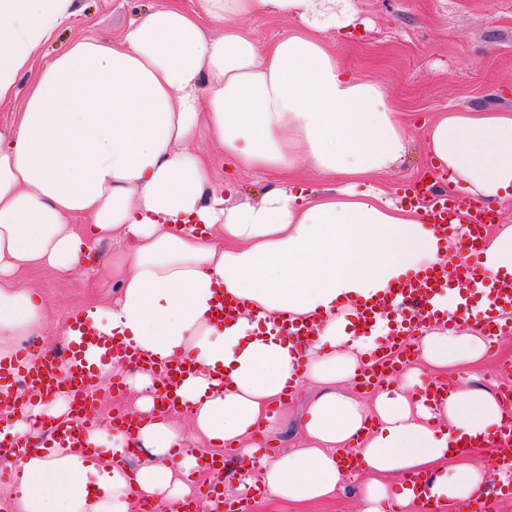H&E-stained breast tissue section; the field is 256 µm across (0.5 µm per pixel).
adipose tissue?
Returning a JSON list of instances; mask_svg holds the SVG:
<instances>
[{"mask_svg": "<svg viewBox=\"0 0 512 512\" xmlns=\"http://www.w3.org/2000/svg\"><path fill=\"white\" fill-rule=\"evenodd\" d=\"M74 0H0V102L21 74L35 77L20 122L0 128V357L22 336H41L43 297L17 283L25 267L62 276L87 271L94 243L121 236L112 257L119 294L87 309L99 335L132 338L144 362L127 377L136 434L91 423L82 448L40 446L17 458L10 512H133L153 499L180 512L199 477L185 427L208 446L252 453L250 437L275 430L287 383L315 386L301 420V448L264 457L239 492L311 503L335 497L357 460L361 512H419L404 477L426 473L430 500L460 506L481 496L484 464L455 452L467 436L490 443L504 419L498 397L456 386L420 395L423 370L443 376L481 359L485 329L434 324L416 347L422 367L388 381L371 401L345 394L374 364L384 330L358 335V302L407 273L462 260L458 240L438 237L426 209L371 184L402 157L407 124L386 88L345 71L328 33L354 26V0H195L161 5L110 42L87 35L41 68L34 54L73 15ZM274 13L298 29L259 46L240 17ZM223 24L208 37L206 22ZM206 129L242 170L281 174L256 203H231L191 143ZM449 185L477 201L512 198V109L451 110L425 133ZM310 166L341 187L319 193L290 180ZM490 277L512 276V224L485 239ZM246 305L235 320L211 317L218 294ZM316 320L310 341L282 335L281 317ZM198 366L178 400L155 399L157 365ZM223 380H215L214 371ZM66 390L7 410L23 437L66 419ZM150 457L129 465L132 444Z\"/></svg>", "mask_w": 512, "mask_h": 512, "instance_id": "ef3b65f1", "label": "adipose tissue"}]
</instances>
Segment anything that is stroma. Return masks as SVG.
Masks as SVG:
<instances>
[{"label":"stroma","mask_w":512,"mask_h":512,"mask_svg":"<svg viewBox=\"0 0 512 512\" xmlns=\"http://www.w3.org/2000/svg\"><path fill=\"white\" fill-rule=\"evenodd\" d=\"M165 0H75L72 23L62 28L34 55L43 66L66 51L78 37L93 35L120 40L131 20ZM358 23L331 42L344 69L381 83L408 116L407 151L397 166L377 175V183L397 195L408 184L433 178L425 149V130L451 109L512 108V0H355ZM194 147L207 158L217 188L232 191L234 201L260 200L272 184L269 173L235 169L212 141L200 132ZM117 248L107 240L92 251L90 274L58 276L47 268L22 273L48 303L49 317L111 301L118 290L106 262ZM477 384L499 390L512 382V335L500 337L478 366H462ZM308 394L289 398L290 417L275 434L265 436L266 451L298 449L297 425ZM357 477L344 482L338 498L306 506L270 504L244 512H358Z\"/></svg>","instance_id":"35a3bbf8"}]
</instances>
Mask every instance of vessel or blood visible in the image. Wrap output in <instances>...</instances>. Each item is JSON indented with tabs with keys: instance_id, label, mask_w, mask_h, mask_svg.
<instances>
[{
	"instance_id": "vessel-or-blood-1",
	"label": "vessel or blood",
	"mask_w": 512,
	"mask_h": 512,
	"mask_svg": "<svg viewBox=\"0 0 512 512\" xmlns=\"http://www.w3.org/2000/svg\"><path fill=\"white\" fill-rule=\"evenodd\" d=\"M430 218L442 236L453 235L457 224L468 226L467 256L458 265L456 273L446 267L430 266L411 278L400 282L388 293L357 304L355 327L367 334L378 325L387 328V341L379 347L376 356L385 370L395 369L408 340L429 320L457 323L470 311L477 309L481 300H488L483 311V326L500 329L496 309L512 308V278L488 279L481 264L483 230L498 219L494 208L484 204H463L441 192H434ZM448 295L455 304L454 311L441 309L440 295ZM66 328L72 331L62 352L43 350L39 364L26 367L24 358L6 362L0 360V403L20 405L21 395L14 393L12 382L21 379L28 395H44L57 386L55 370L58 359H66L71 374L69 386L72 419L69 423L50 427L51 440L72 447L81 446L90 415L96 408L91 392L102 362L117 366L138 364L141 356L133 344L102 340L92 323L82 313L66 318ZM493 463L498 471L512 478V410H507L499 431V444Z\"/></svg>"
}]
</instances>
